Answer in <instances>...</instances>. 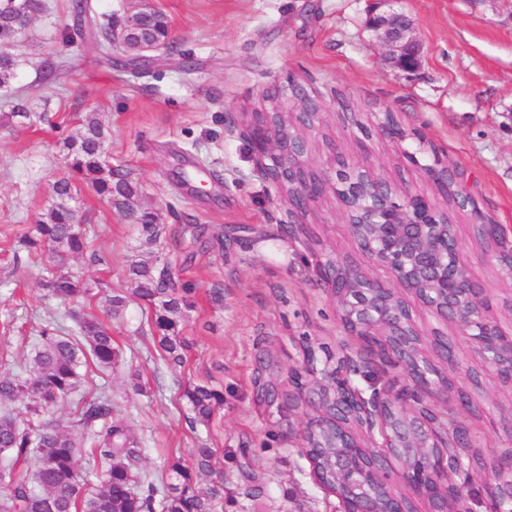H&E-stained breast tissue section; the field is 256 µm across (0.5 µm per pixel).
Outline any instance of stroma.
<instances>
[{
	"instance_id": "stroma-1",
	"label": "stroma",
	"mask_w": 512,
	"mask_h": 512,
	"mask_svg": "<svg viewBox=\"0 0 512 512\" xmlns=\"http://www.w3.org/2000/svg\"><path fill=\"white\" fill-rule=\"evenodd\" d=\"M48 2L16 50L14 78L0 87V375L30 355V337L48 313L63 332L74 327L41 286L51 253L31 257L21 239L51 206L54 182L69 175L64 138L97 114L110 132L112 164L131 172L141 206L163 232L143 246L135 225L75 182L90 247L65 268L92 286L95 314L107 296L126 303L111 320L120 364L89 366L59 411L74 410L88 393L110 394L114 420L141 445L140 471L158 477L207 444L213 473L197 482L203 489L223 477L217 512H327L330 496L314 481L300 437L316 411L289 406L291 372L303 366L304 344L332 363L340 346L357 341L342 334L306 244L321 241L357 262L363 256L330 192L304 216L305 235L289 237L288 202L259 173L266 159L251 146L247 116L270 110L288 82L306 88L320 109L302 134L320 172L335 156H359V124L394 113L407 138L369 141L374 172L398 191L430 197L437 190L423 168L434 158L461 173L473 202L447 203L449 221L494 315L511 321L512 280L482 263L486 243L474 227L496 224L512 238V0H402L423 43L412 75L386 62L366 26L367 0H148L167 16L179 51H156L153 68L137 77L97 39L65 42L71 0ZM185 53L193 68L183 66ZM60 59L67 74L46 80L42 63ZM16 100L34 122L12 116ZM137 259L168 269L188 291L182 365L162 359L147 308L131 294L127 267ZM482 383L475 409L461 410L453 397L437 406L470 429L489 463L512 452V388L488 373ZM193 384L224 395L208 423L191 420L183 392Z\"/></svg>"
}]
</instances>
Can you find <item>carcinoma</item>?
<instances>
[{"label":"carcinoma","instance_id":"1","mask_svg":"<svg viewBox=\"0 0 512 512\" xmlns=\"http://www.w3.org/2000/svg\"><path fill=\"white\" fill-rule=\"evenodd\" d=\"M0 0V46L15 47L22 39L23 19L33 20L47 12V0H24L25 14ZM76 25L73 32L84 38L85 27L95 19L91 0H73ZM141 22L126 28L120 48L131 56L143 44H156L171 53L176 45L169 24L159 11L137 8ZM17 59L0 53V86L15 76ZM108 130L94 117L66 138L64 163L80 180L91 183L111 208L138 226L143 244L154 245L161 225L153 212L139 205L137 183L126 170L106 160ZM54 202L33 231L22 239L28 252L55 254L57 264L48 271V294L62 303L86 305L94 297L89 284L63 271L65 259L84 254L89 247L86 232L75 223L76 202L71 178L55 182ZM133 293L152 307V330L163 357L172 365L183 363L184 341L179 322L189 307L186 292L179 291L166 270H155L140 261L129 264ZM75 330L63 335L54 319L45 321L35 336L36 346L21 371L0 377V512H215L224 500V482L212 481L204 492L196 488V476L211 472L213 451L195 449L190 466L175 459L169 480L155 482L137 467V442L129 430L112 420V398L104 393L85 396L68 416L53 411L83 380L81 368L88 362L103 369L120 360L111 325L92 312L72 313ZM192 422L205 423L224 404L223 394L202 384L184 393ZM25 402L16 412L9 403ZM100 463L101 475L90 484L79 473V458Z\"/></svg>","mask_w":512,"mask_h":512}]
</instances>
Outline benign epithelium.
Returning a JSON list of instances; mask_svg holds the SVG:
<instances>
[{"instance_id": "7a95c632", "label": "benign epithelium", "mask_w": 512, "mask_h": 512, "mask_svg": "<svg viewBox=\"0 0 512 512\" xmlns=\"http://www.w3.org/2000/svg\"><path fill=\"white\" fill-rule=\"evenodd\" d=\"M400 0H370L367 27L386 50L388 63L403 72L419 70L423 47L412 20L395 8ZM292 104L272 111L283 118L317 116L318 104L297 84L289 83ZM264 112L251 113L248 136L256 151L270 164L262 175L276 188L294 185L289 212L304 214L310 203L333 192L359 251L363 266L348 258L317 253V276L336 308L340 327L360 341L356 349L342 348L336 365L317 369V350L304 347L306 372L314 379L302 381L294 373L293 405L310 396L319 414L308 419L301 440L312 464L316 482L336 498L332 512H418L412 499L398 492L397 477L430 504L429 512H472L465 488L479 482L489 512H512V468L488 470L477 462L475 447L465 426H448L436 407L440 394L453 389L428 354L440 349L448 337L428 335L406 300L418 298L431 317L452 324L463 338L459 356L445 348L454 373L470 378V358L512 386V327L506 329L490 314L485 288L470 264L462 258L455 225L442 219L436 200L419 194L404 199L386 180L375 175L367 158L336 157L335 178L308 168V149L299 133L286 122L272 132ZM384 138L399 144L406 134L385 113L377 128ZM438 191L448 195L445 163L424 168ZM491 245V258L512 279V241L496 224L478 225ZM380 268L382 278L374 273ZM371 350L382 360L396 363L401 377L382 387H360L367 367L359 353ZM456 448L458 452L448 453Z\"/></svg>"}]
</instances>
